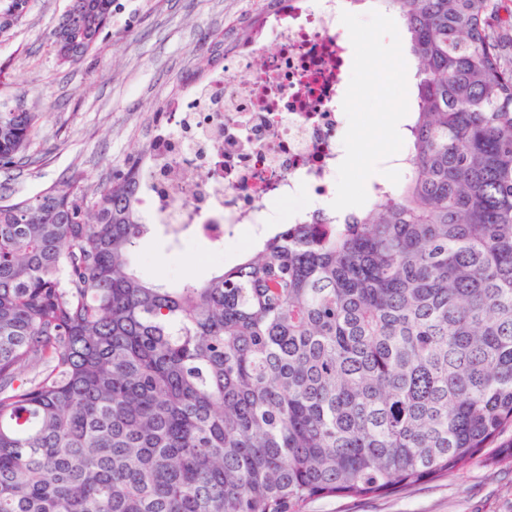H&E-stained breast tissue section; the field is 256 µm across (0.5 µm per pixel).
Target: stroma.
<instances>
[{
    "label": "stroma",
    "mask_w": 512,
    "mask_h": 512,
    "mask_svg": "<svg viewBox=\"0 0 512 512\" xmlns=\"http://www.w3.org/2000/svg\"><path fill=\"white\" fill-rule=\"evenodd\" d=\"M70 0H30L12 29L0 35V111L35 113L36 128L18 166L0 169V193L32 196L79 173L95 187L112 166L141 152L154 114L205 64L216 37L256 12V0H114L112 26L96 49L59 65L52 32ZM246 227L213 255L196 237L173 253L163 233L142 240L134 262L150 280L202 282L220 266L252 252ZM306 512H512V459L466 470L380 498H330Z\"/></svg>",
    "instance_id": "stroma-1"
}]
</instances>
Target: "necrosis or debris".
I'll return each mask as SVG.
<instances>
[{
	"instance_id": "1",
	"label": "necrosis or debris",
	"mask_w": 512,
	"mask_h": 512,
	"mask_svg": "<svg viewBox=\"0 0 512 512\" xmlns=\"http://www.w3.org/2000/svg\"><path fill=\"white\" fill-rule=\"evenodd\" d=\"M345 0H263L224 35V58L187 97L158 113L142 169L157 224H311L334 211L345 149L339 130L353 47Z\"/></svg>"
}]
</instances>
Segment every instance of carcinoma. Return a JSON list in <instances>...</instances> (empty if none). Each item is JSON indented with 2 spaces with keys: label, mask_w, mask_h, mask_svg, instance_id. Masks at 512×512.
Here are the masks:
<instances>
[{
  "label": "carcinoma",
  "mask_w": 512,
  "mask_h": 512,
  "mask_svg": "<svg viewBox=\"0 0 512 512\" xmlns=\"http://www.w3.org/2000/svg\"><path fill=\"white\" fill-rule=\"evenodd\" d=\"M417 61L408 173L209 280L147 281L137 157L0 195V512H303L465 470L512 425V66L496 0H376ZM71 61L114 0H72ZM29 0H0L22 18ZM35 115L0 112V168Z\"/></svg>",
  "instance_id": "carcinoma-1"
}]
</instances>
